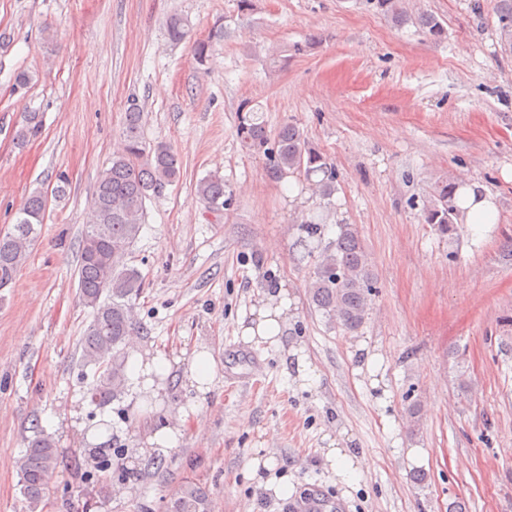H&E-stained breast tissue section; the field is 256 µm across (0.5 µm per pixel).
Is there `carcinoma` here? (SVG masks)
<instances>
[{"mask_svg":"<svg viewBox=\"0 0 512 512\" xmlns=\"http://www.w3.org/2000/svg\"><path fill=\"white\" fill-rule=\"evenodd\" d=\"M376 7L396 25L412 20L404 0H375ZM502 51L512 54V0H494ZM415 23L433 40L443 38L444 28L431 14H420ZM224 20L217 19L205 39L193 42L194 60L207 65L214 44L224 40ZM173 43L189 35L187 20L178 14L166 22ZM143 112L132 103L125 112L123 145L111 165L99 174L92 209L82 232L78 257V288L83 304L92 309L91 321L79 339L81 361L95 368L96 379L88 395L100 408L124 393L127 386L126 338L136 329L135 301L144 290L140 270L128 260L129 248L138 238L144 220L145 201L179 180L181 160L169 144L146 143L142 133ZM43 113L21 115L15 138L20 144L41 136ZM239 133L245 144L263 153L270 178L296 175L308 181L309 189L324 200L336 190V170L328 159L312 148L300 128L285 123L275 134L253 113L240 118ZM456 184L437 183L424 207L423 221L442 235L454 230L457 212L453 205ZM196 196L209 208L221 210L230 202L224 177L209 175L197 183ZM47 197L30 194L16 213L11 231L0 236V290L9 287L25 262L31 246L40 238ZM374 292V273L368 254L351 224L340 225L336 240L316 256L309 286L311 302L324 318L347 333L358 331L366 321ZM58 455L52 437L35 431L18 461L23 494L32 510L44 500L57 467ZM166 512H208V493L193 481L181 485L166 503Z\"/></svg>","mask_w":512,"mask_h":512,"instance_id":"1","label":"carcinoma"}]
</instances>
